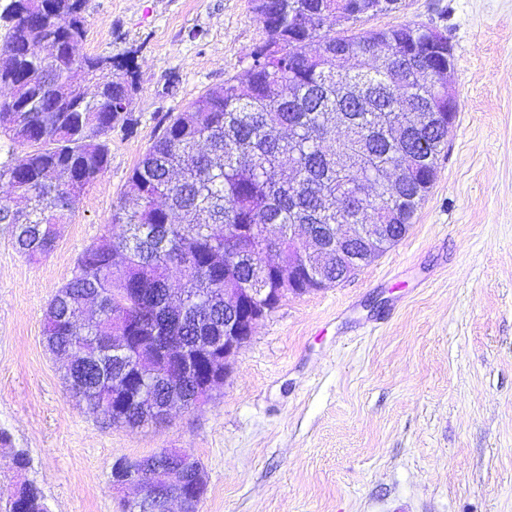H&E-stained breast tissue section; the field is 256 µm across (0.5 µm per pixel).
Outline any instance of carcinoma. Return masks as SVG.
<instances>
[{"instance_id":"obj_1","label":"carcinoma","mask_w":512,"mask_h":512,"mask_svg":"<svg viewBox=\"0 0 512 512\" xmlns=\"http://www.w3.org/2000/svg\"><path fill=\"white\" fill-rule=\"evenodd\" d=\"M85 0H13L0 48V137L24 156L0 162V224L30 259L49 255L84 190L109 165L112 132L133 130L112 109L133 95V62L79 55ZM266 39L247 67L212 87L169 122L129 176L112 209V235L90 244L50 302L44 339L72 355L65 379L73 397L116 426L161 421L167 400L190 401L198 381L162 371L169 339L206 352L224 348V289L283 288L278 252L303 251L288 232L306 224L321 243L306 257L319 288L336 282V225L410 224L448 145V92L431 74L447 66L432 27L399 24L337 35L336 17L355 23L350 0H251ZM348 53L339 73L333 52ZM421 111L431 129L398 143L384 128ZM346 126L336 127V113ZM400 168L394 198H368L384 166ZM276 228L269 249L264 231ZM183 278L172 297L170 277ZM97 302V316L84 306ZM143 336L136 357H112V343ZM143 387L147 406L105 409L114 393ZM0 512H48L33 484L0 488Z\"/></svg>"}]
</instances>
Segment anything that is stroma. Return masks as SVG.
Masks as SVG:
<instances>
[{"label": "stroma", "mask_w": 512, "mask_h": 512, "mask_svg": "<svg viewBox=\"0 0 512 512\" xmlns=\"http://www.w3.org/2000/svg\"><path fill=\"white\" fill-rule=\"evenodd\" d=\"M83 15L81 53L134 61L133 131L113 132L51 254L28 259L0 226V484L36 485L50 512H122L135 491L113 488V462L168 448L202 464L200 512H512V0H403L357 22L448 36L458 112L433 186L377 260L260 320L202 409L144 428L70 397L44 313L165 118L241 73L265 32L250 0Z\"/></svg>", "instance_id": "stroma-1"}]
</instances>
